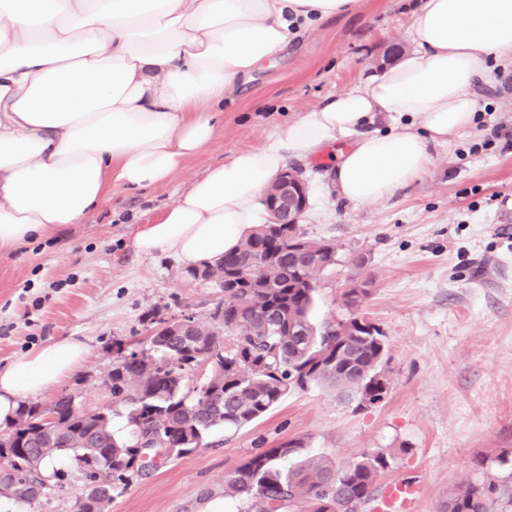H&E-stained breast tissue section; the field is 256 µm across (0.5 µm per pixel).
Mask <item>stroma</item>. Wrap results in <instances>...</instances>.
Returning <instances> with one entry per match:
<instances>
[{"instance_id": "35a3bbf8", "label": "stroma", "mask_w": 512, "mask_h": 512, "mask_svg": "<svg viewBox=\"0 0 512 512\" xmlns=\"http://www.w3.org/2000/svg\"><path fill=\"white\" fill-rule=\"evenodd\" d=\"M424 0H356L348 14L298 34L285 60L225 102L218 133L166 184L113 188L82 223L0 253V361L53 340L83 341L76 372L36 401L62 394L86 408L113 406L104 378L112 345L146 342L148 316L194 313L207 319L220 290L189 282L169 256L139 253L134 239L178 192L235 152L262 145L302 112L379 73L395 44L412 49L413 16ZM478 124L435 147L427 170L391 199L354 204L332 185V149L290 160L309 180L302 228L335 247L314 319L341 313L351 281H370L361 311L389 346L385 398L362 410L331 390L290 394L253 424L209 447L132 478L109 512H241L240 501L205 499L225 471L261 444L299 438L315 458L348 462L384 452L394 458L375 482L385 497L399 482L415 493L409 512H438L450 490L489 482L512 491V64L495 63L480 92ZM500 136L485 146L491 129ZM364 257L362 267L352 258ZM114 408L122 420L123 407ZM64 480L48 477L36 500L1 502L0 512H74L86 480L61 455Z\"/></svg>"}]
</instances>
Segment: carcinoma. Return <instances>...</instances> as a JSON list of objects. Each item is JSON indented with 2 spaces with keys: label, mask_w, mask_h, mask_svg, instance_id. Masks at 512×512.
Instances as JSON below:
<instances>
[{
  "label": "carcinoma",
  "mask_w": 512,
  "mask_h": 512,
  "mask_svg": "<svg viewBox=\"0 0 512 512\" xmlns=\"http://www.w3.org/2000/svg\"><path fill=\"white\" fill-rule=\"evenodd\" d=\"M286 224H257L219 262L186 271L194 281L205 275L224 283V297L187 332L148 337L141 357H129L116 341L108 381L114 401L125 408L128 434L112 431L97 410L71 404L73 396L52 402L55 419L44 420L40 406H27L0 438V499L30 502L44 486L42 468L65 454L80 472H112L76 496L75 512H106L113 494L150 469L133 465L138 445L156 443L167 459L205 446L214 430L235 432L253 423L283 397L322 385L362 410L384 399L381 380L385 334L358 328L367 322L359 310L370 282L342 294L345 313L319 323L311 319L316 289L334 263L335 248L302 232L297 250L288 251ZM209 364L206 381L187 388L189 374ZM300 439L278 442L241 460L224 473L222 496L241 498L245 512H350L351 504L372 499L378 474L391 466L383 452L336 464L302 457ZM297 459L296 466L285 463ZM496 485H461L439 512H504L497 509Z\"/></svg>",
  "instance_id": "cac0c4a2"
}]
</instances>
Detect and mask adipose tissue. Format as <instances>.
<instances>
[{"instance_id":"adipose-tissue-1","label":"adipose tissue","mask_w":512,"mask_h":512,"mask_svg":"<svg viewBox=\"0 0 512 512\" xmlns=\"http://www.w3.org/2000/svg\"><path fill=\"white\" fill-rule=\"evenodd\" d=\"M356 0H0V252L79 224L110 188L166 183L217 134L225 100L278 61L297 30ZM413 51L337 92L176 195L138 252L193 269L264 223L289 159L335 146L332 183L355 203L390 199L434 147L470 130L491 61L512 59V0H425ZM387 114L389 131L370 130ZM68 338L0 365V424L84 362Z\"/></svg>"}]
</instances>
